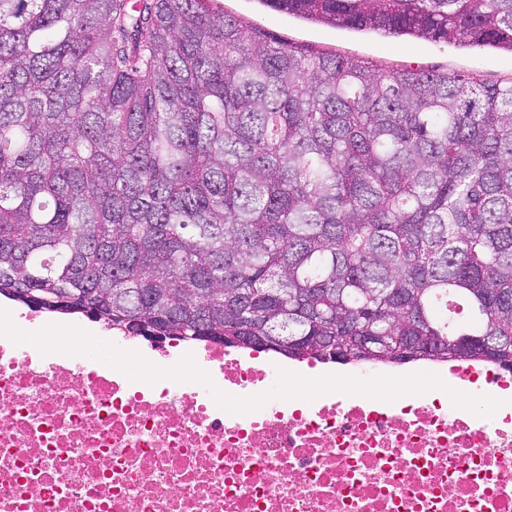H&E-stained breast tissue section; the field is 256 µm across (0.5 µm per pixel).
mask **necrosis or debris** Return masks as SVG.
Segmentation results:
<instances>
[{"label": "necrosis or debris", "mask_w": 512, "mask_h": 512, "mask_svg": "<svg viewBox=\"0 0 512 512\" xmlns=\"http://www.w3.org/2000/svg\"><path fill=\"white\" fill-rule=\"evenodd\" d=\"M126 341L0 337V512H512V371L459 409L424 366L348 364L341 388L207 343L193 373Z\"/></svg>", "instance_id": "obj_1"}]
</instances>
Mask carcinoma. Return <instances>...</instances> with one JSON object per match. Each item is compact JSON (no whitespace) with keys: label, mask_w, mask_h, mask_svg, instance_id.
<instances>
[{"label":"carcinoma","mask_w":512,"mask_h":512,"mask_svg":"<svg viewBox=\"0 0 512 512\" xmlns=\"http://www.w3.org/2000/svg\"><path fill=\"white\" fill-rule=\"evenodd\" d=\"M512 53V0H262ZM297 360L512 370V84L302 48L218 0H0V296ZM386 336L391 357L361 354Z\"/></svg>","instance_id":"obj_1"}]
</instances>
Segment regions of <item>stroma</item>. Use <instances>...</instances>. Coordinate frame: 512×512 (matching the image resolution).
I'll return each instance as SVG.
<instances>
[{
	"instance_id": "35a3bbf8",
	"label": "stroma",
	"mask_w": 512,
	"mask_h": 512,
	"mask_svg": "<svg viewBox=\"0 0 512 512\" xmlns=\"http://www.w3.org/2000/svg\"><path fill=\"white\" fill-rule=\"evenodd\" d=\"M225 13L238 16L278 38L312 46L316 50L360 58L382 68L421 67L437 71L475 73L490 84L512 82V55L487 48H462L446 43L409 37H384L363 31L312 24L276 12L260 0H221ZM0 310L18 317L12 329L16 336H102L121 344V336L103 323L80 318L72 328H64L56 317L40 313L36 320L23 317L24 306L0 297Z\"/></svg>"
}]
</instances>
